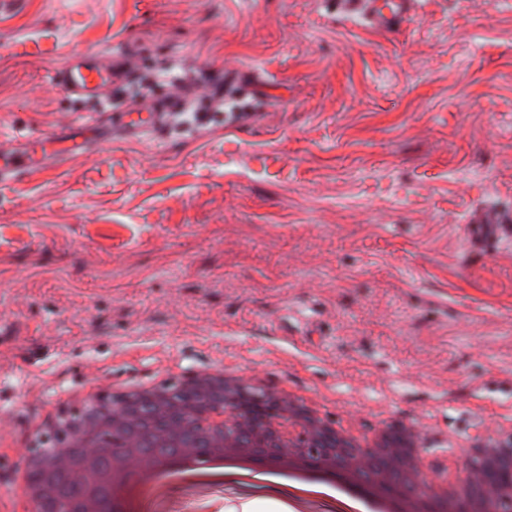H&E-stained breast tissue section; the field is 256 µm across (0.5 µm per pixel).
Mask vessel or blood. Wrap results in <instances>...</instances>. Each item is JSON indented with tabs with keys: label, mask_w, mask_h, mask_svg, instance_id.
Instances as JSON below:
<instances>
[{
	"label": "vessel or blood",
	"mask_w": 512,
	"mask_h": 512,
	"mask_svg": "<svg viewBox=\"0 0 512 512\" xmlns=\"http://www.w3.org/2000/svg\"><path fill=\"white\" fill-rule=\"evenodd\" d=\"M326 7L346 15H361L369 29L389 34L403 29L416 16V0H326ZM124 60L100 65L94 59L73 54L55 70L58 84L67 96L76 99H102L105 93L131 77ZM182 96L171 94L155 99L150 108L120 109L111 112L110 122L94 129L77 127L56 131L44 137L26 132L16 133L9 148L0 150V185L22 175L26 170L51 165L55 160L78 154L109 139L113 130L130 138L169 130L175 113L183 111ZM512 222L511 214L491 212L467 225L466 237L477 250L489 249L498 240L500 225Z\"/></svg>",
	"instance_id": "vessel-or-blood-1"
}]
</instances>
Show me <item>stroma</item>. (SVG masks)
Listing matches in <instances>:
<instances>
[{
    "label": "stroma",
    "mask_w": 512,
    "mask_h": 512,
    "mask_svg": "<svg viewBox=\"0 0 512 512\" xmlns=\"http://www.w3.org/2000/svg\"><path fill=\"white\" fill-rule=\"evenodd\" d=\"M397 34L322 0H0V143L93 122L74 51L224 74L258 120L111 140L0 186V512L63 393L232 364L369 430L512 424V0ZM507 214L491 212L473 221L476 224L466 226V237L469 243L479 251H487L498 240L499 225L511 226L512 213L509 208Z\"/></svg>",
    "instance_id": "35a3bbf8"
}]
</instances>
